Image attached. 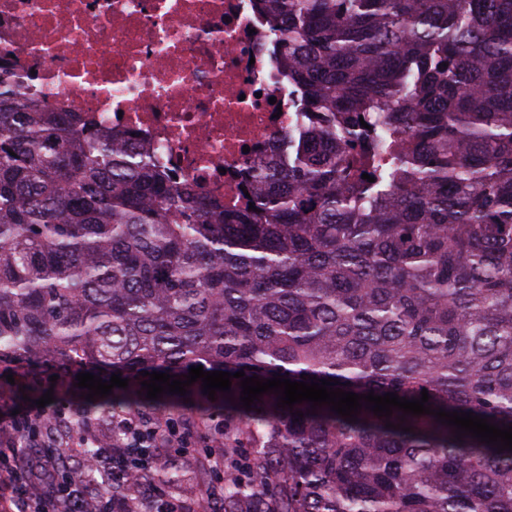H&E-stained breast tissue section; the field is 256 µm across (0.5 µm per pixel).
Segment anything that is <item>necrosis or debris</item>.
Returning <instances> with one entry per match:
<instances>
[{
  "instance_id": "necrosis-or-debris-1",
  "label": "necrosis or debris",
  "mask_w": 512,
  "mask_h": 512,
  "mask_svg": "<svg viewBox=\"0 0 512 512\" xmlns=\"http://www.w3.org/2000/svg\"><path fill=\"white\" fill-rule=\"evenodd\" d=\"M0 63L224 209L248 207L301 108L256 0H0Z\"/></svg>"
}]
</instances>
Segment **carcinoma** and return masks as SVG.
Here are the masks:
<instances>
[{"label":"carcinoma","instance_id":"cac0c4a2","mask_svg":"<svg viewBox=\"0 0 512 512\" xmlns=\"http://www.w3.org/2000/svg\"><path fill=\"white\" fill-rule=\"evenodd\" d=\"M260 2L315 118L253 171L252 210L0 74V362L117 374L114 407L201 366L512 426V0ZM240 382L163 395L224 410L247 462L224 512H512V451L396 408L247 410ZM156 472L182 490L194 466L161 455L127 495Z\"/></svg>","mask_w":512,"mask_h":512}]
</instances>
